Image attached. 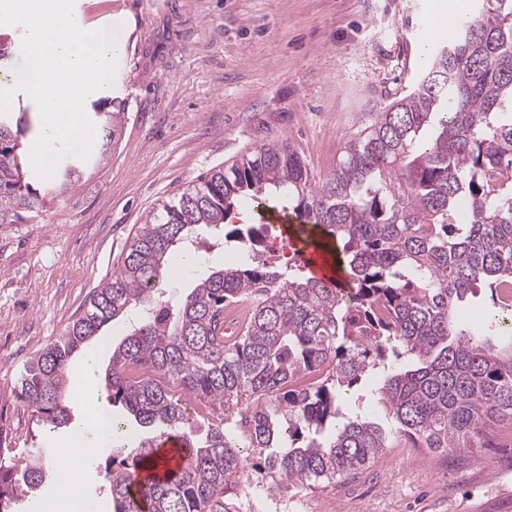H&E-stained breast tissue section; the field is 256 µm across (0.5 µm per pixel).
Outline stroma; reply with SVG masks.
I'll return each mask as SVG.
<instances>
[{
	"instance_id": "obj_1",
	"label": "stroma",
	"mask_w": 512,
	"mask_h": 512,
	"mask_svg": "<svg viewBox=\"0 0 512 512\" xmlns=\"http://www.w3.org/2000/svg\"><path fill=\"white\" fill-rule=\"evenodd\" d=\"M75 0L85 23L119 26L114 82L87 115L124 100L122 134L106 160L39 218L0 225V432L26 443L29 412L15 400L27 361L62 336L99 282L122 261L135 227L157 203L215 166L286 141L315 176L428 68L423 33L438 20L456 34L476 0ZM232 243L202 234L198 261L172 295L223 266ZM84 417L38 434L53 451L39 491L45 512H109L104 471L71 493L63 463ZM485 448L433 452L394 439L357 477L307 496L254 492L245 474L237 512H512V422L493 423Z\"/></svg>"
}]
</instances>
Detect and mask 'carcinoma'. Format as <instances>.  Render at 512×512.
Here are the masks:
<instances>
[{
  "label": "carcinoma",
  "mask_w": 512,
  "mask_h": 512,
  "mask_svg": "<svg viewBox=\"0 0 512 512\" xmlns=\"http://www.w3.org/2000/svg\"><path fill=\"white\" fill-rule=\"evenodd\" d=\"M123 111L103 113L101 160ZM24 131V116L0 113V224L35 220L46 198L24 177ZM82 175L65 159L52 191ZM269 195L296 237L337 253L347 288L297 260H254L168 296L170 256L200 230L250 256L265 250L266 225L228 231L225 219ZM480 283L492 307L464 321L458 308ZM122 320L107 401L148 432L104 464L112 512H235L250 467L282 497L312 494L358 474L395 436L434 452L486 447L490 423L512 420V0H481L326 175L290 143H264L150 210L80 316L26 364L15 399L40 426H68L73 355ZM369 380L389 432L341 409ZM165 434L181 440L180 472L140 484L136 498L133 477ZM49 463L47 448H0V512H20Z\"/></svg>",
  "instance_id": "cac0c4a2"
}]
</instances>
